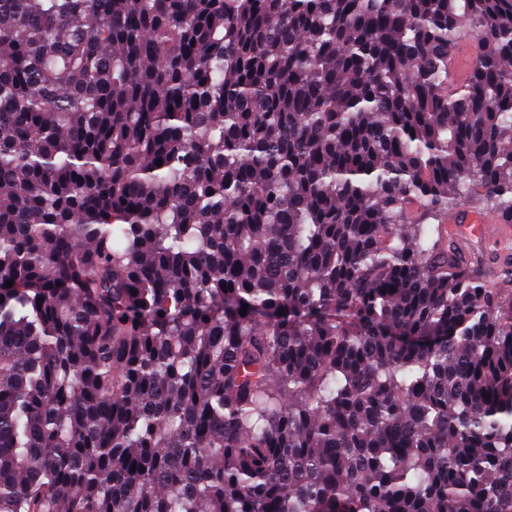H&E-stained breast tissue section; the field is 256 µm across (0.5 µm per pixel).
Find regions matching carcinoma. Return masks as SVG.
<instances>
[{
  "label": "carcinoma",
  "mask_w": 512,
  "mask_h": 512,
  "mask_svg": "<svg viewBox=\"0 0 512 512\" xmlns=\"http://www.w3.org/2000/svg\"><path fill=\"white\" fill-rule=\"evenodd\" d=\"M465 211L512 0H0V512H512ZM475 57V44L467 39L461 41L448 58V82L450 85H458L467 80Z\"/></svg>",
  "instance_id": "1"
}]
</instances>
